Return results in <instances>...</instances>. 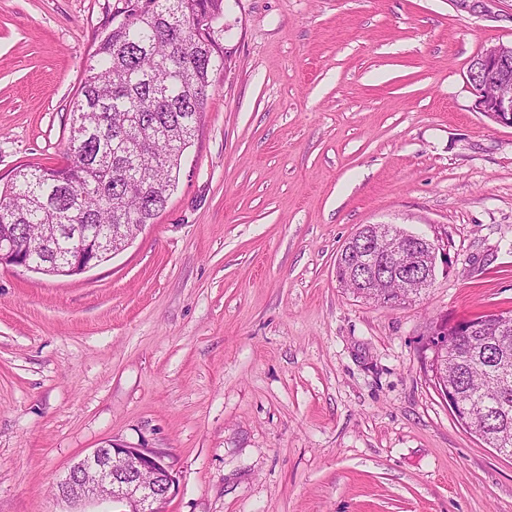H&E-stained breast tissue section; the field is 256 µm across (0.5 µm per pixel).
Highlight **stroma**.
<instances>
[{"label": "stroma", "mask_w": 512, "mask_h": 512, "mask_svg": "<svg viewBox=\"0 0 512 512\" xmlns=\"http://www.w3.org/2000/svg\"><path fill=\"white\" fill-rule=\"evenodd\" d=\"M125 0H0V184L64 163L70 102ZM452 0H225L166 208L81 275L0 267V512L113 439L165 452L170 512H512V458L459 425L420 348L512 310V127L466 73L512 41ZM440 244L395 307L336 257L361 226Z\"/></svg>", "instance_id": "stroma-1"}]
</instances>
